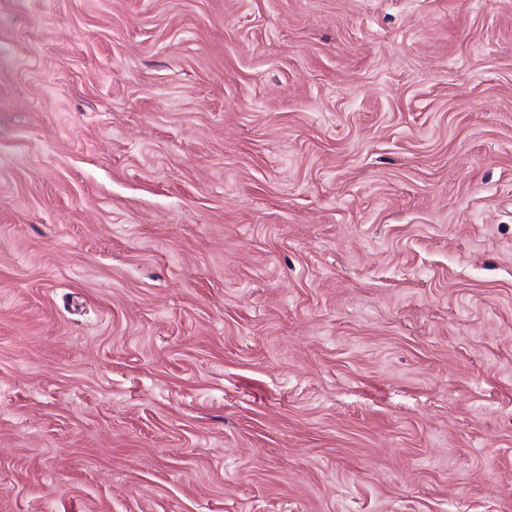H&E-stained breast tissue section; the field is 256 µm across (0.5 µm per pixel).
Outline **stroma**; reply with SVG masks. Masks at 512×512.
<instances>
[{
  "label": "stroma",
  "instance_id": "stroma-1",
  "mask_svg": "<svg viewBox=\"0 0 512 512\" xmlns=\"http://www.w3.org/2000/svg\"><path fill=\"white\" fill-rule=\"evenodd\" d=\"M0 512H512V0H0Z\"/></svg>",
  "mask_w": 512,
  "mask_h": 512
}]
</instances>
